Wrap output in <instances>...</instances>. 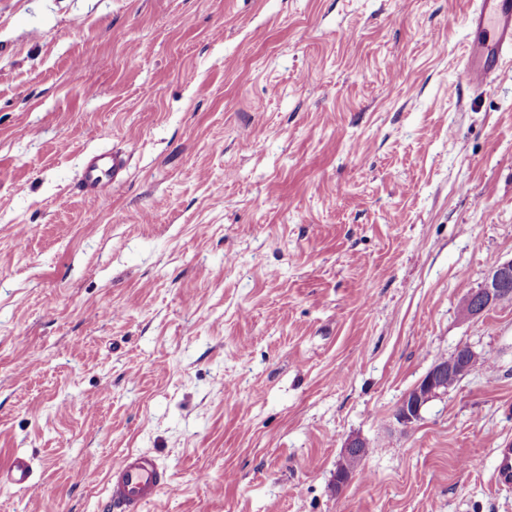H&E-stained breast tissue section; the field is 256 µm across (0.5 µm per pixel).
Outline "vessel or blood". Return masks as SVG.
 <instances>
[{
	"instance_id": "b4317fda",
	"label": "vessel or blood",
	"mask_w": 512,
	"mask_h": 512,
	"mask_svg": "<svg viewBox=\"0 0 512 512\" xmlns=\"http://www.w3.org/2000/svg\"><path fill=\"white\" fill-rule=\"evenodd\" d=\"M460 21L471 33L461 58L462 75L468 87L477 92L512 53V0H472ZM125 167L121 154H90L76 190L87 197L100 196L121 177ZM31 474V461L24 455L13 456L0 469V477L19 488L29 487ZM495 479L499 487L512 489L511 447L499 449ZM170 483V474L153 455L127 453L108 471L109 508L111 512H147Z\"/></svg>"
}]
</instances>
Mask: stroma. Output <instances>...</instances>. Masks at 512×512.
Here are the masks:
<instances>
[{"label":"stroma","instance_id":"35a3bbf8","mask_svg":"<svg viewBox=\"0 0 512 512\" xmlns=\"http://www.w3.org/2000/svg\"><path fill=\"white\" fill-rule=\"evenodd\" d=\"M465 8L0 0V512H108L130 451L148 512H512V301L462 314L512 257V66L463 85ZM462 344L493 369L399 424ZM125 168L126 160L121 154H90L85 159L76 190L87 197H98L112 187V183L121 177ZM496 482L499 487L512 489V448H497ZM170 483V474L153 455L129 452L108 471L109 510L145 512ZM31 474V461L24 455H14L0 472L1 479L19 488L30 487Z\"/></svg>","mask_w":512,"mask_h":512}]
</instances>
